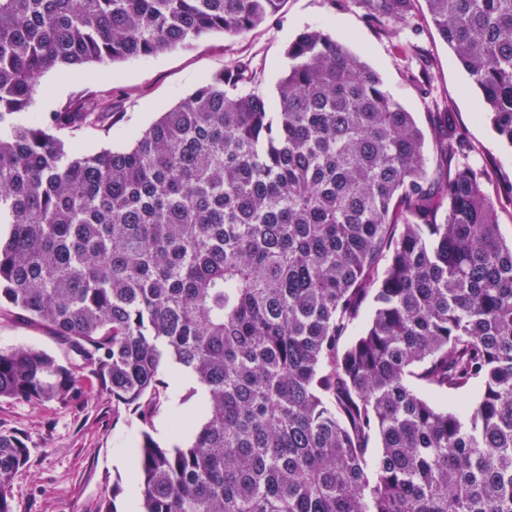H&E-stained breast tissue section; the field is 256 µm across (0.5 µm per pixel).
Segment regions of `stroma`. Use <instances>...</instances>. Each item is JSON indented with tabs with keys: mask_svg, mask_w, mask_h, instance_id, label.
<instances>
[{
	"mask_svg": "<svg viewBox=\"0 0 512 512\" xmlns=\"http://www.w3.org/2000/svg\"><path fill=\"white\" fill-rule=\"evenodd\" d=\"M413 29L389 39L368 26L347 0H284L265 23L237 36L212 33L189 46L130 59L111 68L92 66L61 76L49 71L39 78L33 109L47 112L78 93L111 92L122 115L109 132L91 131L71 138L68 148L79 154L118 149L133 143L161 112L176 105L198 84L243 58L263 71L259 87L274 97L275 83L286 70V49L308 29H321L345 43L380 75L385 90L412 112L424 133H431L430 116L454 112L471 146L472 159L495 165L512 181V147L496 133L482 109L480 94L469 75L434 29L424 0H416ZM416 40L422 59L404 54L400 46ZM428 68L430 89L407 77L408 70ZM29 347L65 359L64 347L41 325L0 316V349ZM165 399L153 418L151 433L160 443L179 438L178 425L195 418L199 396L194 383L183 390L169 387L161 371ZM138 419L102 392L90 375L82 377V395L68 405H30L0 399V433L23 435L30 449L27 464L12 481L16 512H99L112 500L116 512H126L129 476L138 464Z\"/></svg>",
	"mask_w": 512,
	"mask_h": 512,
	"instance_id": "1",
	"label": "stroma"
}]
</instances>
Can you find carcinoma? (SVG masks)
<instances>
[{
    "label": "carcinoma",
    "instance_id": "cac0c4a2",
    "mask_svg": "<svg viewBox=\"0 0 512 512\" xmlns=\"http://www.w3.org/2000/svg\"><path fill=\"white\" fill-rule=\"evenodd\" d=\"M282 2L0 0V310L67 353L0 350V398L68 405L88 370L142 425L140 512H512V182L466 162L450 113L432 169L412 113L316 29L274 100L241 59L126 149L65 145L110 130V92L30 111L49 70L236 36ZM414 2L352 0L388 36ZM425 2L512 145V0ZM164 366L203 389L172 446L150 432ZM28 457L0 434V512Z\"/></svg>",
    "mask_w": 512,
    "mask_h": 512
}]
</instances>
